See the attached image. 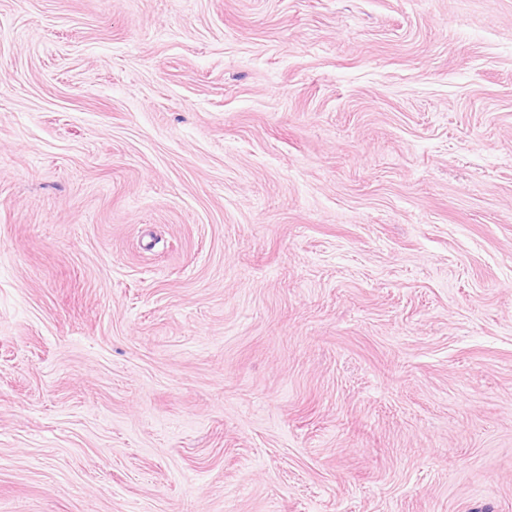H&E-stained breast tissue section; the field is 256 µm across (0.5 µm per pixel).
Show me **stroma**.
I'll list each match as a JSON object with an SVG mask.
<instances>
[{
    "label": "stroma",
    "instance_id": "1",
    "mask_svg": "<svg viewBox=\"0 0 512 512\" xmlns=\"http://www.w3.org/2000/svg\"><path fill=\"white\" fill-rule=\"evenodd\" d=\"M0 512H512V0H0Z\"/></svg>",
    "mask_w": 512,
    "mask_h": 512
}]
</instances>
